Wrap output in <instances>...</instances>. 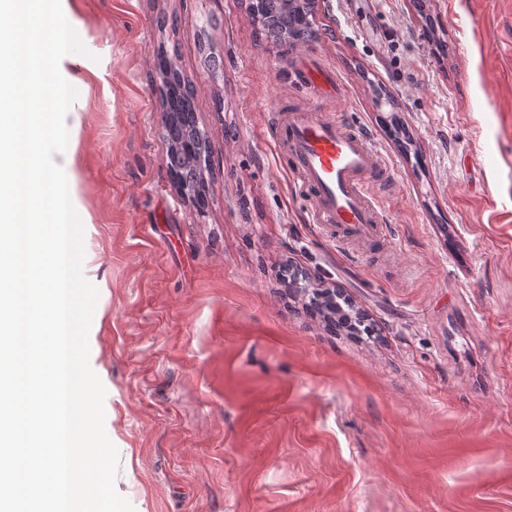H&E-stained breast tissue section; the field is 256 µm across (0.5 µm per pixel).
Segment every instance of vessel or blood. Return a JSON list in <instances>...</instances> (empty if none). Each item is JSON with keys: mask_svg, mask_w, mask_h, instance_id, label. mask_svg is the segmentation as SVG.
<instances>
[{"mask_svg": "<svg viewBox=\"0 0 512 512\" xmlns=\"http://www.w3.org/2000/svg\"><path fill=\"white\" fill-rule=\"evenodd\" d=\"M293 71L301 84L326 97H340L338 77L321 63L300 59ZM273 138L309 195L313 223L336 227L342 239L386 238L390 228L373 201L390 171L364 129L316 105L274 113Z\"/></svg>", "mask_w": 512, "mask_h": 512, "instance_id": "b4317fda", "label": "vessel or blood"}]
</instances>
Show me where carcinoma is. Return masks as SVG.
<instances>
[{"label":"carcinoma","mask_w":512,"mask_h":512,"mask_svg":"<svg viewBox=\"0 0 512 512\" xmlns=\"http://www.w3.org/2000/svg\"><path fill=\"white\" fill-rule=\"evenodd\" d=\"M313 8V0H247L246 3L248 14L262 39L288 49L318 40ZM158 69L163 78L161 94L165 119L162 136L168 145L167 167L170 175L202 209L208 202V147L205 132L197 121L194 93L168 53L158 56ZM294 295L304 298L306 312L334 333L347 336L373 333L364 313L350 300H341V294L335 289L297 288Z\"/></svg>","instance_id":"1"}]
</instances>
